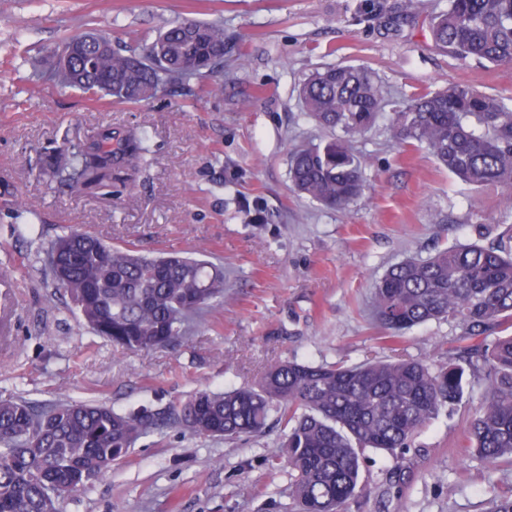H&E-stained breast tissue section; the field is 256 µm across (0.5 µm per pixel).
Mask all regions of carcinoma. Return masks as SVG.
Here are the masks:
<instances>
[{
	"label": "carcinoma",
	"instance_id": "cac0c4a2",
	"mask_svg": "<svg viewBox=\"0 0 512 512\" xmlns=\"http://www.w3.org/2000/svg\"><path fill=\"white\" fill-rule=\"evenodd\" d=\"M436 47L458 59L512 63V0H448L429 21ZM47 81L137 103L208 79L224 91V23L172 22L146 53L98 34L65 39ZM300 98L329 137L294 149L290 187L329 209L362 197L366 163L349 145L391 106L390 129L403 146H423L458 181L474 189L512 190V105L465 83L415 93L388 104L365 66H326L308 76ZM148 135L102 131L57 158L60 185L128 188L146 162ZM45 272L97 336L129 351L186 342L192 323L224 303V268L203 256L148 255L70 230L40 255ZM372 316L387 343L431 320L457 324L462 336H490L482 349L436 369L413 358L352 365L275 361L247 387L200 390L162 412L118 411L68 400H0V512H60L67 494L88 487L143 436L167 424L196 435L236 439L260 433L271 415L282 427L280 452L294 474L298 512H346L358 494L370 450L400 461L415 434L465 394V372L483 373L484 401L469 424L465 452L489 463L512 458V234L496 245L442 250L390 268L375 284Z\"/></svg>",
	"mask_w": 512,
	"mask_h": 512
}]
</instances>
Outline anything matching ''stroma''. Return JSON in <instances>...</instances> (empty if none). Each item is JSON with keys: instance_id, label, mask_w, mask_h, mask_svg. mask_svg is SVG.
Returning <instances> with one entry per match:
<instances>
[{"instance_id": "35a3bbf8", "label": "stroma", "mask_w": 512, "mask_h": 512, "mask_svg": "<svg viewBox=\"0 0 512 512\" xmlns=\"http://www.w3.org/2000/svg\"><path fill=\"white\" fill-rule=\"evenodd\" d=\"M0 0V400L103 402L162 409L201 389L247 386L272 360L356 363L395 356L447 361L460 328L446 321L384 342L370 318L372 288L409 257L488 244L512 230V195L473 191L426 149L399 146L381 115L352 147L365 156L363 197L328 210L289 190L288 154L322 132L298 97L325 65L374 70L387 100L470 83L512 99V63L437 50L428 19L447 0ZM220 20L234 49L224 92L205 84L140 103L32 77L65 37L92 31L115 43L154 36L168 22ZM147 132L149 164L134 189L112 194L60 185L57 149L103 129ZM276 211L251 224L242 205ZM35 232H27V225ZM144 252H209L224 264V302L177 349L124 351L93 336L39 261L66 228ZM462 406L440 411L414 438L413 471L389 480L393 460L368 453L347 512H488L512 492V464L465 455L484 397L469 375ZM280 428L236 441L176 425L141 438L112 470L67 496L62 512H292L288 467L270 469Z\"/></svg>"}]
</instances>
